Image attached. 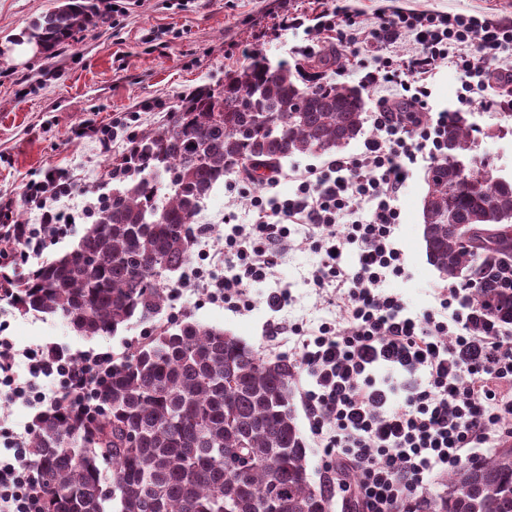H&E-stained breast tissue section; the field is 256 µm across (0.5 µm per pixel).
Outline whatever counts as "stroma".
Wrapping results in <instances>:
<instances>
[{
  "instance_id": "1",
  "label": "stroma",
  "mask_w": 512,
  "mask_h": 512,
  "mask_svg": "<svg viewBox=\"0 0 512 512\" xmlns=\"http://www.w3.org/2000/svg\"><path fill=\"white\" fill-rule=\"evenodd\" d=\"M62 0H0V199L13 200L10 221L33 224L35 210L19 198L27 180L52 169L77 174V190L93 203L105 193L103 177L111 163L96 141L74 138L83 123L108 124L132 118L135 130L164 123L181 100L202 87L223 85L228 73L243 65L241 45L264 40L263 56L271 63L293 61L290 49L305 44L303 30L279 33L274 26L282 11L315 17L327 0H97L93 24L51 50L21 53L17 41L37 19ZM365 22L377 15L408 9L467 13L493 20L512 18V0H338ZM470 119L481 133L480 154L512 174V135L497 112H476ZM425 170L416 167L397 205L401 222L396 240L403 250L408 279H391L410 311L431 306L432 289L444 279L426 255L422 199ZM253 186L238 175L225 177L201 203L196 224H207L212 239L224 235V216L244 214ZM321 256L310 247L289 248L266 283L253 288L256 306L231 312L213 303L206 292L188 287L186 269L168 273L171 284L165 306L150 320L131 319L116 334L81 336L60 318L18 310L0 300V332L16 349L56 343L78 353L112 350L145 342L152 328L198 321L222 329L263 354L287 356V343L271 347L270 322L318 325L332 319L325 293L311 283ZM290 286L293 303L274 313L264 299L269 290Z\"/></svg>"
}]
</instances>
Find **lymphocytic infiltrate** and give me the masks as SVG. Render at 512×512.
I'll list each match as a JSON object with an SVG mask.
<instances>
[{
	"label": "lymphocytic infiltrate",
	"instance_id": "obj_1",
	"mask_svg": "<svg viewBox=\"0 0 512 512\" xmlns=\"http://www.w3.org/2000/svg\"><path fill=\"white\" fill-rule=\"evenodd\" d=\"M315 33L336 37L337 54L361 70L363 85L382 90L373 113L377 136L361 153L294 170L293 197L254 195L249 220L231 225L222 246L202 248L192 282L213 302L239 312L253 306L251 288L273 274L296 227L303 244L321 253L315 287L334 285V320L313 328L298 324L297 366L312 386L301 397L311 437L335 461L340 492L357 512H414L433 474L476 461L477 449L512 432V336L493 315L463 305L469 286L436 287V307L406 314L386 280L406 277L394 233L396 205L412 166L446 149L457 111L431 115L430 81L447 66L464 76L458 101L467 108L512 112V19L495 23L465 13L400 12L378 16L374 26L340 8L324 9ZM414 34V51L366 65L363 45ZM500 83H492V74ZM76 182L65 169L28 180L22 199L37 209L34 224H9L0 203V300L11 297L14 260L41 253L70 233ZM359 256L343 268L344 250ZM232 268V276L219 273ZM16 352L0 336V398L28 407L89 409L93 387L111 367V352L72 355L51 343L24 350L29 377L18 381ZM25 434L0 431V512H39L40 499Z\"/></svg>",
	"mask_w": 512,
	"mask_h": 512
}]
</instances>
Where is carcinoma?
Returning a JSON list of instances; mask_svg holds the SVG:
<instances>
[{"label":"carcinoma","instance_id":"obj_1","mask_svg":"<svg viewBox=\"0 0 512 512\" xmlns=\"http://www.w3.org/2000/svg\"><path fill=\"white\" fill-rule=\"evenodd\" d=\"M97 15L96 0H63L28 39L50 50ZM336 63L273 66L258 56L224 86L187 99L158 129L133 139L118 186L98 198L96 219L70 251L17 283L21 310L59 317L82 336L114 334L165 305V273L186 265L201 200L236 173L260 187L296 155L331 156L365 133L364 89L322 82ZM476 127L448 125V152L426 173L423 239L448 279L475 283L472 303L512 321V290L491 271L512 265V177L478 156ZM452 224H473L468 240ZM295 364L263 357L221 329L185 321L112 364L82 419L46 410L28 447L44 495L41 512H328L307 477L292 407ZM242 472L226 466L230 454ZM112 465L107 481L100 467ZM445 491L419 512H512V445L448 473Z\"/></svg>","mask_w":512,"mask_h":512}]
</instances>
